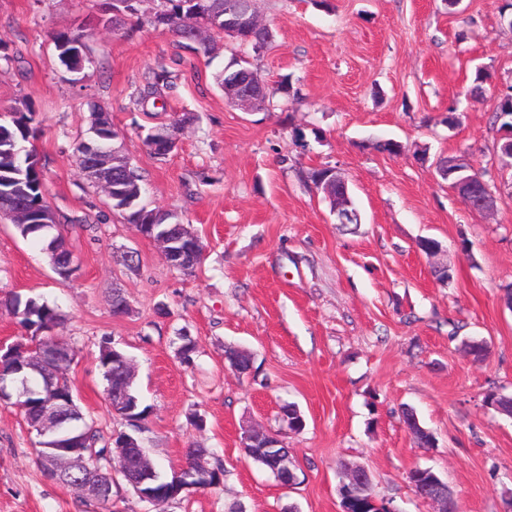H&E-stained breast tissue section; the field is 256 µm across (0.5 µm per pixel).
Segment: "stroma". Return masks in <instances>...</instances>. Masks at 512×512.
I'll return each mask as SVG.
<instances>
[{
  "instance_id": "1",
  "label": "stroma",
  "mask_w": 512,
  "mask_h": 512,
  "mask_svg": "<svg viewBox=\"0 0 512 512\" xmlns=\"http://www.w3.org/2000/svg\"><path fill=\"white\" fill-rule=\"evenodd\" d=\"M503 2L461 0L452 12L444 0H256L274 38L241 53L269 81L290 75L294 93L246 112L213 82L228 54L209 61L177 48L150 14L115 32L99 23L96 0H0V113L32 108L46 200L80 265L59 279L2 219L0 299L40 295L60 308L54 333L78 350L68 376L104 435L128 428L105 401L98 357L108 338L132 358L150 407L151 461L170 475L200 447L224 465L217 487L159 506L123 484L108 506L85 505L43 476L20 407L0 400V512H341L338 485L355 464L399 512H432L408 483L415 467L447 482L457 512H512V417L484 403L492 391L512 396V158L498 151L495 121L512 85ZM59 31L88 35L80 83L57 59ZM161 62L174 83L133 105ZM480 68L492 79L475 98ZM99 109L142 173L146 201L198 234L195 271L167 265L81 175L72 147ZM185 113L195 120L175 150L150 155L147 131ZM380 139L403 154L376 151ZM459 155L495 186L493 212L469 209L438 175L436 161ZM320 165L345 176L360 224L334 222L307 179ZM425 237L441 252L423 254ZM128 249L138 266L125 264ZM441 266L451 281L435 278ZM116 288L131 308L123 317L111 312ZM181 331L196 343L189 366L177 356ZM474 338L489 345L479 361L464 349ZM229 346L252 353L250 374L225 367ZM285 403L302 411L301 432L280 420ZM405 406L434 447L414 442ZM249 425L288 445L295 488L246 457Z\"/></svg>"
}]
</instances>
